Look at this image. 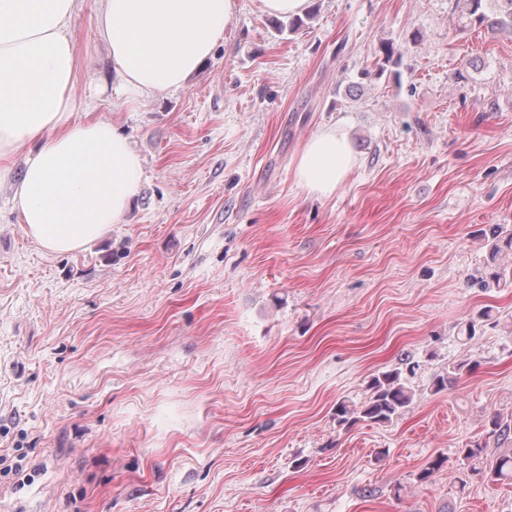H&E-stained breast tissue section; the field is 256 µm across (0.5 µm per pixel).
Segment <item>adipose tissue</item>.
<instances>
[{"label":"adipose tissue","mask_w":512,"mask_h":512,"mask_svg":"<svg viewBox=\"0 0 512 512\" xmlns=\"http://www.w3.org/2000/svg\"><path fill=\"white\" fill-rule=\"evenodd\" d=\"M236 0H107L98 21L112 67L139 95L176 90L212 56ZM78 0H0V180L24 156L13 203L27 234L52 253L78 251L120 223L141 160L107 120H75ZM357 165L343 126L300 151L295 178L330 196Z\"/></svg>","instance_id":"adipose-tissue-1"}]
</instances>
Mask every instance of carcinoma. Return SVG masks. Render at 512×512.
I'll use <instances>...</instances> for the list:
<instances>
[{
	"mask_svg": "<svg viewBox=\"0 0 512 512\" xmlns=\"http://www.w3.org/2000/svg\"><path fill=\"white\" fill-rule=\"evenodd\" d=\"M491 0H460L461 19L466 27L479 28L487 32L512 34V0H500L504 7L491 11ZM489 260L479 277V287L498 288L507 281L506 269L496 265L497 257L503 253L512 255V232L503 234L499 225L489 228ZM468 368L466 364L451 367L446 373L437 375L432 384L436 392L446 389L456 382ZM370 395L361 405H351L345 401L336 403L335 416L338 424L352 426L358 422L371 424L390 423L399 417L412 401V389L403 376V370L392 368L370 379ZM499 449L497 455L489 457L486 448ZM457 459L461 469L466 472L483 475L492 484L512 481V421L498 413L491 414L485 424L483 438L475 440L458 449ZM447 462V457L438 454L416 474L421 483L432 480Z\"/></svg>",
	"mask_w": 512,
	"mask_h": 512,
	"instance_id": "1",
	"label": "carcinoma"
}]
</instances>
